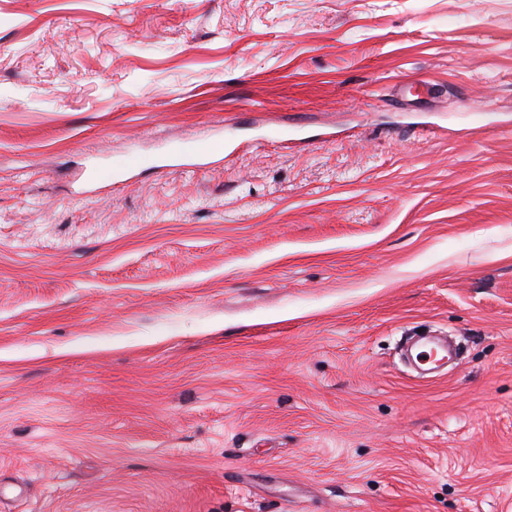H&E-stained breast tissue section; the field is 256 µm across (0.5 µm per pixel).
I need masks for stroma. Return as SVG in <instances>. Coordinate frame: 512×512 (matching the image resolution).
Masks as SVG:
<instances>
[{
    "label": "stroma",
    "mask_w": 512,
    "mask_h": 512,
    "mask_svg": "<svg viewBox=\"0 0 512 512\" xmlns=\"http://www.w3.org/2000/svg\"><path fill=\"white\" fill-rule=\"evenodd\" d=\"M0 512H512V0H0ZM228 148L222 136L211 134L193 144L170 147L163 152L161 160L178 163L184 168H197L203 165L206 158L223 153ZM149 160L139 154L132 153L117 164L110 167H96L89 173L93 183H109L114 179L126 178L139 168L147 165Z\"/></svg>",
    "instance_id": "obj_1"
}]
</instances>
